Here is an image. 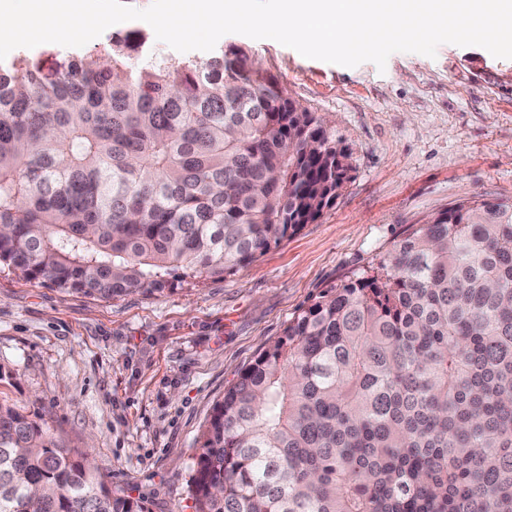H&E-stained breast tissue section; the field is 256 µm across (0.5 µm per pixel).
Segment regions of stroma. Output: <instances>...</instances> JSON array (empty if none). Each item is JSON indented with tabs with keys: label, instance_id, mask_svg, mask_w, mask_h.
<instances>
[{
	"label": "stroma",
	"instance_id": "35a3bbf8",
	"mask_svg": "<svg viewBox=\"0 0 512 512\" xmlns=\"http://www.w3.org/2000/svg\"><path fill=\"white\" fill-rule=\"evenodd\" d=\"M350 151V177L315 222L222 276L109 300L0 265V395L87 453L113 495L194 512L190 481L215 403L289 321L377 272L429 217L473 196L512 197V59L443 44L385 70L308 59L227 34Z\"/></svg>",
	"mask_w": 512,
	"mask_h": 512
}]
</instances>
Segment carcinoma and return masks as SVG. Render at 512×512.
Returning a JSON list of instances; mask_svg holds the SVG:
<instances>
[{
    "label": "carcinoma",
    "mask_w": 512,
    "mask_h": 512,
    "mask_svg": "<svg viewBox=\"0 0 512 512\" xmlns=\"http://www.w3.org/2000/svg\"><path fill=\"white\" fill-rule=\"evenodd\" d=\"M325 120L242 49L114 35L0 64V264L112 299L222 277L331 207ZM195 512H512V198L430 217L224 391ZM0 512H149L0 396Z\"/></svg>",
    "instance_id": "obj_1"
}]
</instances>
